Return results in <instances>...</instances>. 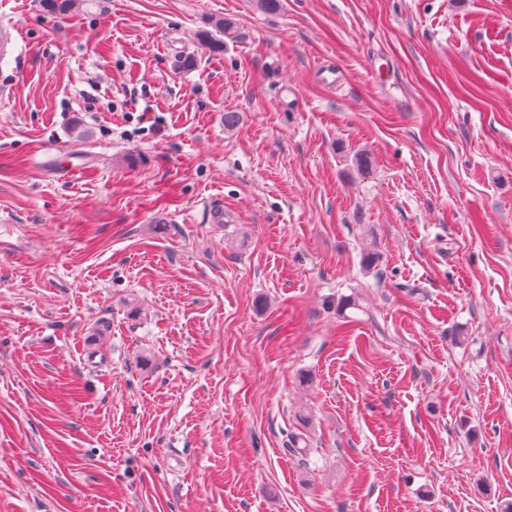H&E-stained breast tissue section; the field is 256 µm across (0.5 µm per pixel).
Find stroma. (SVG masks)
<instances>
[{
  "mask_svg": "<svg viewBox=\"0 0 512 512\" xmlns=\"http://www.w3.org/2000/svg\"><path fill=\"white\" fill-rule=\"evenodd\" d=\"M1 24L0 512L512 503V0Z\"/></svg>",
  "mask_w": 512,
  "mask_h": 512,
  "instance_id": "obj_1",
  "label": "stroma"
}]
</instances>
